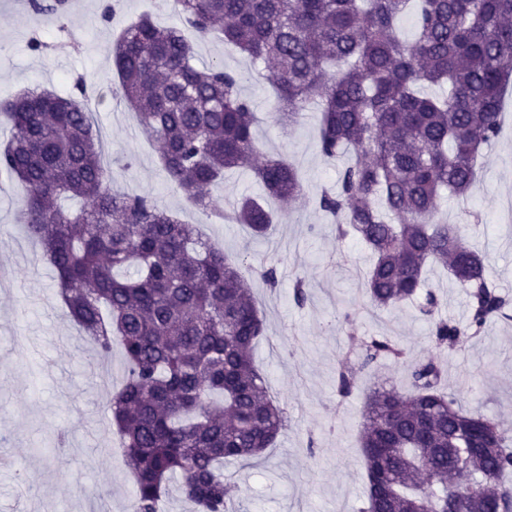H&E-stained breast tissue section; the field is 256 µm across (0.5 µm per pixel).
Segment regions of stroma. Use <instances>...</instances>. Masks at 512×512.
<instances>
[{
	"mask_svg": "<svg viewBox=\"0 0 512 512\" xmlns=\"http://www.w3.org/2000/svg\"><path fill=\"white\" fill-rule=\"evenodd\" d=\"M162 26L180 25L173 0H70L59 24L33 12L27 0H0V100L22 90H70L76 81L97 88L94 119L110 138L112 188L155 198L199 225L202 234L237 260L249 253L255 265H277L280 289L269 293L258 279L250 286L265 334L255 363L270 396L288 411V428L261 461L226 464L239 487V512H357L367 497L366 471L359 442L364 402L372 385L362 376L346 399L336 394V367L347 355L346 337L335 324L360 304V279L372 257L358 239H338L332 217L317 198L335 188L339 161L317 149L320 115L304 112L297 124L281 125L272 113L273 91L258 79L251 60L225 52L217 37L194 40V63L213 62L242 77L241 93L262 123L258 146L269 156L293 164L303 193L288 205L268 200L277 213L267 237H251L240 224H213L170 184L155 144L140 128L123 121L125 107L114 96L117 75L112 50L118 34L141 15ZM504 112L511 119L483 151L478 183L469 200L444 197L442 213H452L461 233L484 255L488 277L512 296V223L499 220V205L512 198V96ZM23 189L0 171V423L11 430L0 445V512H130L134 485L115 437L108 405L120 386L124 362L113 349L105 365L112 376L101 381L88 357L91 343L78 340V325L66 314L55 275L40 246L21 223ZM428 285L443 317L467 324L468 295L449 273L428 271ZM309 286L304 306L293 301L296 279ZM361 337H386L409 361L434 359L445 372L444 386L462 409L512 428V320L494 321L466 337L454 351L436 349L417 304L363 314ZM64 434L67 445L46 449Z\"/></svg>",
	"mask_w": 512,
	"mask_h": 512,
	"instance_id": "stroma-1",
	"label": "stroma"
}]
</instances>
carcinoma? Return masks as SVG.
<instances>
[{"mask_svg": "<svg viewBox=\"0 0 512 512\" xmlns=\"http://www.w3.org/2000/svg\"><path fill=\"white\" fill-rule=\"evenodd\" d=\"M182 24L205 39L265 65L273 110L294 124L320 112L318 149L350 159L336 189L318 206L336 233L357 236L374 256L364 294L372 310L412 301L429 264H442L468 289L464 327L438 314L436 294L420 312L435 347L512 316V299L488 279L484 257L440 215L448 194L465 200L478 160L500 130V100L512 83V0H175ZM62 18L69 0H28ZM414 12L406 41L398 21ZM115 94L138 115L159 147L170 181L207 216L268 234L272 214L251 198L226 210L211 193L224 172L249 168L268 193L296 199V170L260 158L257 116L236 73L219 62L199 69L183 29L149 16L117 38ZM448 84V95L420 93ZM60 95L25 90L0 102L11 138L0 170L24 190L21 220L56 275L68 314L99 356L119 342L125 377L112 396V426L135 482L134 512H162L171 483L195 512H238L224 461L260 458L288 429L286 409L270 397L252 353L264 324L248 280L278 288L274 265L235 263L148 197L111 188L102 140L85 104V87ZM80 203L69 211L62 201ZM359 368L336 371L347 398L358 371L404 352L387 338L360 343ZM410 389L372 392L361 447L368 496L359 512H512V430L466 412L440 390L431 359L409 365Z\"/></svg>", "mask_w": 512, "mask_h": 512, "instance_id": "carcinoma-1", "label": "carcinoma"}]
</instances>
